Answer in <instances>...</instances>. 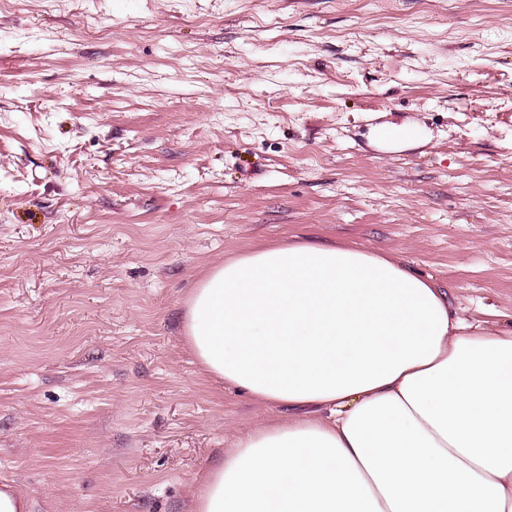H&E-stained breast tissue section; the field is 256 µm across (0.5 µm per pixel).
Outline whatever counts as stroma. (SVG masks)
Here are the masks:
<instances>
[{
    "label": "stroma",
    "instance_id": "1",
    "mask_svg": "<svg viewBox=\"0 0 512 512\" xmlns=\"http://www.w3.org/2000/svg\"><path fill=\"white\" fill-rule=\"evenodd\" d=\"M297 239L512 329V0H0V485L193 512L278 411L200 372L184 299Z\"/></svg>",
    "mask_w": 512,
    "mask_h": 512
}]
</instances>
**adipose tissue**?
I'll return each mask as SVG.
<instances>
[{"label": "adipose tissue", "mask_w": 512, "mask_h": 512, "mask_svg": "<svg viewBox=\"0 0 512 512\" xmlns=\"http://www.w3.org/2000/svg\"><path fill=\"white\" fill-rule=\"evenodd\" d=\"M201 370L281 416L239 433L195 512H512V331L390 255L251 249L185 299Z\"/></svg>", "instance_id": "ef3b65f1"}]
</instances>
